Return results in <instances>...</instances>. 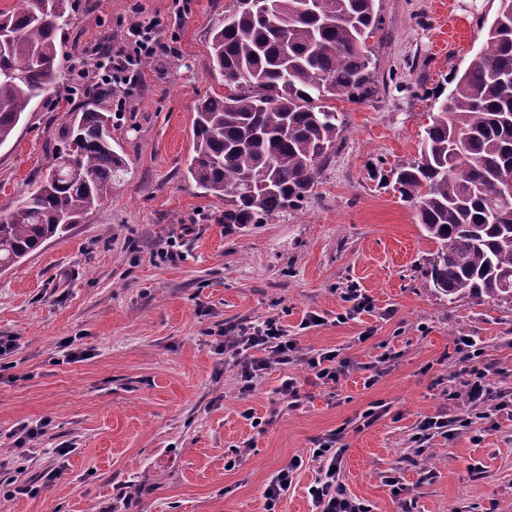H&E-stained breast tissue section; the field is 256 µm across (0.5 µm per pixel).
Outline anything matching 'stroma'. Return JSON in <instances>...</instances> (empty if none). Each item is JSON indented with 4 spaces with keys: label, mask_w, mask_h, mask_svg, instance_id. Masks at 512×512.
I'll use <instances>...</instances> for the list:
<instances>
[{
    "label": "stroma",
    "mask_w": 512,
    "mask_h": 512,
    "mask_svg": "<svg viewBox=\"0 0 512 512\" xmlns=\"http://www.w3.org/2000/svg\"><path fill=\"white\" fill-rule=\"evenodd\" d=\"M63 44L71 64L99 43L120 48L128 24L158 21L165 43L112 118L128 171L111 196L60 237L0 271V493L35 492L0 512H260L270 477L304 457L279 512H312L307 488L317 439L339 431L341 479L373 512H512V412L475 431L420 442L427 416L464 415L449 399L464 361L460 335L483 350L495 393L512 400V302L449 303L425 272L438 246L384 174L414 160L436 93H449L484 44L498 0H375L382 23L368 46L375 90L332 100L345 127L312 193L261 224L228 225L222 199L189 182L193 121L224 92L207 30L234 0H72ZM68 80L38 98L0 146V210L44 177L71 118L56 103ZM360 289L370 309L351 315ZM321 325L305 329L310 315ZM279 317L299 357L272 363L245 391L225 330ZM72 341L81 361L63 360ZM331 350L350 368L317 380L306 353ZM295 378L299 407L279 387ZM386 410L373 423L364 415ZM42 425L26 444L22 426ZM235 468L226 463L234 456Z\"/></svg>",
    "instance_id": "obj_1"
}]
</instances>
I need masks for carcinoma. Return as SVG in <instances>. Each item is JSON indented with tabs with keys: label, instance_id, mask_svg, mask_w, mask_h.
I'll list each match as a JSON object with an SVG mask.
<instances>
[{
	"label": "carcinoma",
	"instance_id": "carcinoma-1",
	"mask_svg": "<svg viewBox=\"0 0 512 512\" xmlns=\"http://www.w3.org/2000/svg\"><path fill=\"white\" fill-rule=\"evenodd\" d=\"M276 2L286 43L271 19L238 9L241 0L209 29L212 68L227 92L197 105L186 177L224 200L226 224H261L299 205L344 128L342 114L321 101L357 102L372 91L375 0H320L300 15L299 0ZM73 12L71 0H16L0 11V146L65 70L60 36ZM487 42L432 113L419 157L391 170L394 190L440 244L429 280L450 304L512 299V208H501L508 188L500 179L512 167V0H500ZM82 96L79 119L59 129L51 172L0 213V267L99 207L127 171L112 146L109 96L86 87Z\"/></svg>",
	"mask_w": 512,
	"mask_h": 512
}]
</instances>
